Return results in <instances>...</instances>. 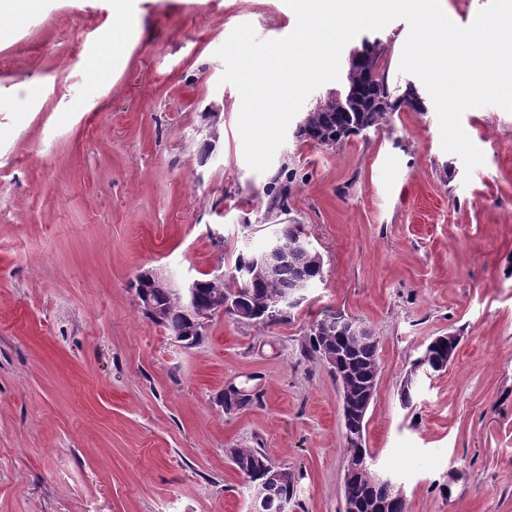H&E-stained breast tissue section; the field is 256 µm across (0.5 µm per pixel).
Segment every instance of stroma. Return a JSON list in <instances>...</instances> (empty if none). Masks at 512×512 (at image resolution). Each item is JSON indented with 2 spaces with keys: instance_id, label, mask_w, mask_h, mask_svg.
Masks as SVG:
<instances>
[{
  "instance_id": "35a3bbf8",
  "label": "stroma",
  "mask_w": 512,
  "mask_h": 512,
  "mask_svg": "<svg viewBox=\"0 0 512 512\" xmlns=\"http://www.w3.org/2000/svg\"><path fill=\"white\" fill-rule=\"evenodd\" d=\"M112 4L42 0L0 33V512H249L234 448L296 472L288 512H343L340 388L305 350L337 310L379 338L364 446L408 512H512V113L464 112L470 173L430 100L332 149L287 132L257 173L215 51L244 22L285 37L291 9ZM284 224L323 259L287 321L220 314L186 348L143 316L140 270L195 279ZM451 333L447 369L412 373ZM229 383L251 405L225 412Z\"/></svg>"
}]
</instances>
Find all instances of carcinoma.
Here are the masks:
<instances>
[{"label": "carcinoma", "instance_id": "cac0c4a2", "mask_svg": "<svg viewBox=\"0 0 512 512\" xmlns=\"http://www.w3.org/2000/svg\"><path fill=\"white\" fill-rule=\"evenodd\" d=\"M364 62L347 67L346 81L355 87L361 101L360 112H331L327 105H317L304 116L306 128L313 135L299 134L305 140H316L314 133L331 124L338 126L353 125L352 134H361L370 130H378L385 126L390 116L404 105L415 112L425 111L424 101L419 98L412 86H391L388 71L380 64L385 52V45L374 40L362 47ZM247 260V254L237 255L231 272L227 277L235 283V287L226 288L222 284L210 282L205 274L200 278L203 282L197 296V308L212 309L221 298L241 297V306L252 313L247 321L261 326H270L284 322L288 313L284 312V300L294 285L297 266L304 259L297 257L282 263L274 278L261 276L244 283L238 277L240 268ZM151 306L141 307L145 318L163 327L169 335L180 339L185 347L191 348L202 341L203 335L191 334V320L183 308L167 294L160 290L148 291ZM345 335L343 325L330 324L327 318L315 321L310 328L307 352L323 356V349L336 345L339 337ZM346 362L341 371L345 376H337L341 386L347 390L350 401L355 402L363 397V391L375 378L379 377L380 363L378 358L379 340L375 332H368V338L361 342L350 339L345 342ZM233 465L243 475L248 485L259 482L266 483L267 497L265 503L258 504L257 512H279V504L292 499L296 484V473L285 466L273 471L274 463L265 452L258 448H234L231 450ZM375 495L390 499V512H406V501L393 496L389 484L380 482L374 489Z\"/></svg>", "mask_w": 512, "mask_h": 512}]
</instances>
